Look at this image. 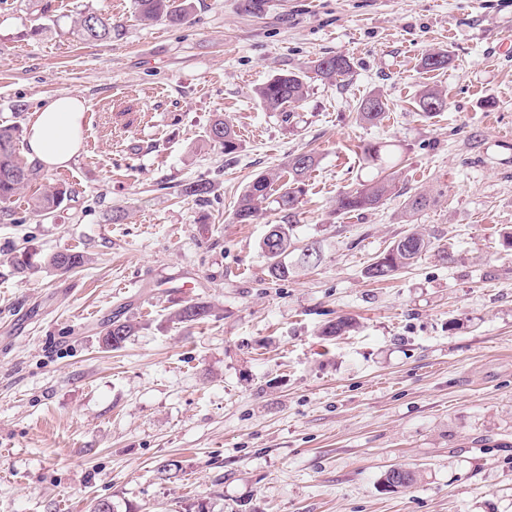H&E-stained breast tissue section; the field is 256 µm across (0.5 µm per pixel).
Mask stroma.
Segmentation results:
<instances>
[{
	"label": "stroma",
	"instance_id": "35a3bbf8",
	"mask_svg": "<svg viewBox=\"0 0 512 512\" xmlns=\"http://www.w3.org/2000/svg\"><path fill=\"white\" fill-rule=\"evenodd\" d=\"M194 0L181 28L141 22L133 0H0V125L26 127L82 96L70 167L40 182L70 198L52 218L29 193L0 212V512H512V0ZM111 40L80 39L85 12ZM431 49L448 68L420 66ZM345 55L352 75L311 80L291 122L256 90L282 70ZM427 87L448 106L416 105ZM375 93L383 121L361 123ZM229 120L239 147L208 137ZM397 144V193L336 213L368 178L362 148ZM321 157L294 214L233 221L256 176ZM212 192L185 198L184 183ZM431 205L406 224L404 203ZM291 223L320 263L276 281L260 242ZM453 250L377 283L367 266L409 229ZM70 249L71 272L11 263ZM208 302L187 327L171 313ZM349 316L356 332L325 338ZM139 329L118 350L110 321ZM182 461L160 480L163 460ZM399 466L418 480L394 490ZM416 105L425 117H432L447 108L448 100L442 92L433 88H425L420 91ZM374 103L375 106L373 107L372 104ZM387 109L388 105L381 97L369 95L358 102L357 117L361 122L375 125L383 121Z\"/></svg>",
	"mask_w": 512,
	"mask_h": 512
}]
</instances>
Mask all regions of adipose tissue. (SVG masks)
Here are the masks:
<instances>
[{
	"instance_id": "adipose-tissue-1",
	"label": "adipose tissue",
	"mask_w": 512,
	"mask_h": 512,
	"mask_svg": "<svg viewBox=\"0 0 512 512\" xmlns=\"http://www.w3.org/2000/svg\"><path fill=\"white\" fill-rule=\"evenodd\" d=\"M86 111L83 98L64 94L34 112L26 130L29 155L49 169L68 166L80 150Z\"/></svg>"
}]
</instances>
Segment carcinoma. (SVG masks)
<instances>
[{"mask_svg": "<svg viewBox=\"0 0 512 512\" xmlns=\"http://www.w3.org/2000/svg\"><path fill=\"white\" fill-rule=\"evenodd\" d=\"M134 7L141 20L154 23L163 22L171 27H180L187 23L193 8L192 0H134ZM80 34L89 42L112 39L117 28L112 20L102 14L88 12L78 21ZM448 53L444 50H430L421 59V67L428 71L448 67ZM352 71L350 59L344 55L321 57L310 66V72L287 71L275 75L258 90V98L269 112H281L290 116L288 108L298 107L307 96L308 80L316 78L327 84L343 81ZM314 76H309V73ZM419 111L431 117L448 107V100L442 92L425 88L420 91L416 101ZM388 109L381 97L369 95L358 102L357 117L367 124L383 121ZM18 128L0 126V205L8 207L15 196L30 187L40 174V165L21 158L16 151ZM212 142L224 148V154L230 155L238 149L237 133L233 124L225 119H216L209 129ZM364 160L376 173L372 178L358 184L336 199V211L341 213L372 211L381 207L395 194L396 182L394 168L401 160V154L395 144L383 142L368 143L363 147ZM320 163V157L312 151H302L289 156L286 173L288 179L281 185L277 197H271L273 182L279 176L272 173L255 177L239 196L233 219L240 224H250L259 215L261 205L273 199L276 209L293 214L300 196L305 191V179ZM212 191L206 180H196L183 185L182 194L186 198L200 200ZM67 198V190L55 187L34 198L33 209L49 218ZM429 205V198L421 193L408 197L405 214L408 222H413L416 214ZM273 233L263 238L260 248L264 253L271 278L284 280L293 270L288 264V255L298 253L297 264H317L320 255L312 246H296L293 225L273 224ZM433 242L424 234L412 229L392 242L386 251L378 255L366 269L367 277L374 281H385L396 276L402 269L410 266L423 254L432 249ZM44 263L56 270L68 272L84 265V255L72 250L58 251L43 260L34 248H25L14 256L13 264L20 272L34 269ZM211 314V306L204 301H190L182 305L171 315V319L187 326L204 321ZM356 321L351 317H340L322 327L320 335L327 338L342 336L353 330ZM137 326L129 320H114L108 324L102 336L106 348H122L136 332ZM183 471L181 461L168 459L157 469L158 477L171 480Z\"/></svg>", "mask_w": 512, "mask_h": 512, "instance_id": "cac0c4a2", "label": "carcinoma"}]
</instances>
